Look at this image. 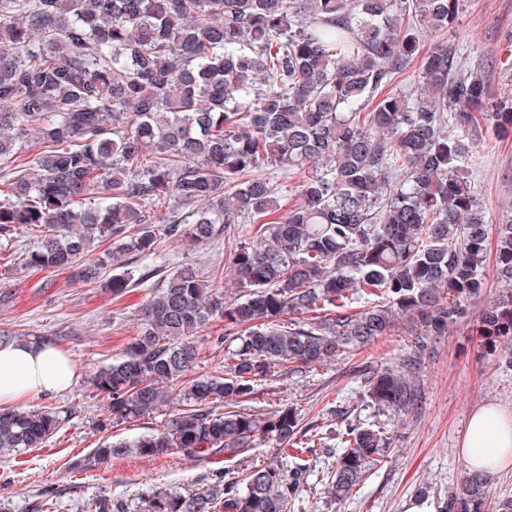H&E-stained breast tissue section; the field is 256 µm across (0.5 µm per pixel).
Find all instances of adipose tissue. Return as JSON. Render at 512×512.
Returning <instances> with one entry per match:
<instances>
[{
    "label": "adipose tissue",
    "instance_id": "1",
    "mask_svg": "<svg viewBox=\"0 0 512 512\" xmlns=\"http://www.w3.org/2000/svg\"><path fill=\"white\" fill-rule=\"evenodd\" d=\"M78 373L59 351L28 341L0 344V406H19L32 398L71 388ZM458 452L470 474L512 469V416L494 405L475 410Z\"/></svg>",
    "mask_w": 512,
    "mask_h": 512
}]
</instances>
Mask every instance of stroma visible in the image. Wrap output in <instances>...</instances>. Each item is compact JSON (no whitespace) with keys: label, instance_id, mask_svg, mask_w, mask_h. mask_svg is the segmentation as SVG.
Instances as JSON below:
<instances>
[{"label":"stroma","instance_id":"35a3bbf8","mask_svg":"<svg viewBox=\"0 0 512 512\" xmlns=\"http://www.w3.org/2000/svg\"><path fill=\"white\" fill-rule=\"evenodd\" d=\"M420 52L438 45L455 47L458 64L481 70L490 95L512 93V0H462L454 25L432 31L411 24ZM494 69H484L486 59ZM472 178L489 224H498L512 210V133L500 132L492 122L478 128L471 152ZM35 233L19 230L0 235V329L20 341L35 336L51 338L53 348L68 355L79 377L63 393L28 401V408L48 407L68 412L65 426L43 447L15 458H0V512H32L35 502L48 501L52 512H85L86 503L105 497L122 503L126 512H145L144 496L152 489L184 495L212 491L224 485L225 470L245 475L250 465L271 460L275 452L257 443L247 462L223 466L175 452L160 457H113L108 462L80 467L103 440H130L162 428L180 408L177 400L138 421L98 431L106 402L91 385L92 375L112 363L138 333V314L149 296L145 287L113 296L101 284L76 281L71 271L26 268L21 256L36 246ZM233 247L217 238L191 245L161 237L148 260L135 267L154 268L163 277L184 264L212 278L224 271ZM500 288L486 277L470 309L478 311ZM471 316L452 324L421 364L424 394L419 409L391 420L393 443L372 467L360 490L343 502L331 501L319 483L328 463L321 454H303L305 469L298 495L287 512H404L408 501L429 497L447 503L469 477L457 452L472 412L494 404L512 412V366L503 350L481 348ZM223 320H214L194 336L199 351L192 376L224 371V350L215 345L223 335ZM410 350L405 327L381 337L370 347L343 355L316 370L276 369L257 388L248 407L258 414L288 404L297 408L303 430H321L328 445L336 443V412L346 409L352 418H373L375 409L365 399L363 371L397 364Z\"/></svg>","mask_w":512,"mask_h":512}]
</instances>
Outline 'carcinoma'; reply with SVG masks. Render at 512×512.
<instances>
[{"label":"carcinoma","instance_id":"carcinoma-1","mask_svg":"<svg viewBox=\"0 0 512 512\" xmlns=\"http://www.w3.org/2000/svg\"><path fill=\"white\" fill-rule=\"evenodd\" d=\"M460 0H0V234L43 228L34 270H78L120 297L144 285L128 259L155 251V227L200 244L236 241L222 278L185 265L150 292L138 334L97 370L107 421L153 414L163 428L106 442L87 463L176 449L201 460L244 457L265 441L303 453L299 413L241 407L276 366L315 369L374 344L408 320L411 352L366 376L378 417L336 430L326 493L348 498L390 445L383 415L422 401L421 359L483 288L490 232L498 295L477 315L480 343L512 345V213L487 224L469 178L470 131H512V98L458 68L445 45L420 62L416 96L378 95L411 61L403 22L442 30ZM300 175L301 202L255 175ZM254 224L250 234L240 225ZM110 248L91 255L95 242ZM215 318L237 344L224 374L185 379L190 336ZM53 410L0 409V456L40 448L64 425ZM302 473L273 459L224 492L153 491L147 512H286ZM473 479L450 512H485Z\"/></svg>","mask_w":512,"mask_h":512}]
</instances>
